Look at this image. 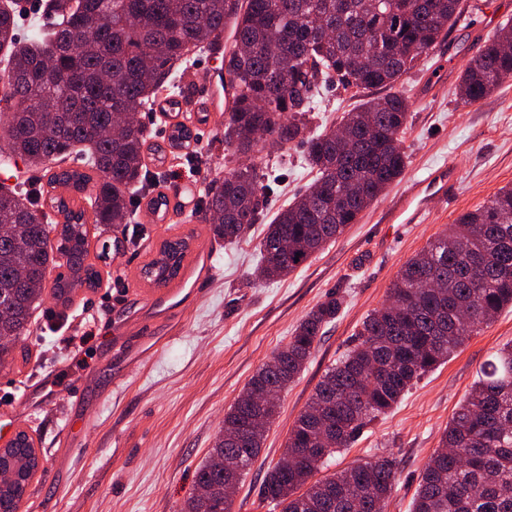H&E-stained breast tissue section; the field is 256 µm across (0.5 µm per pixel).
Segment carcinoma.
I'll return each instance as SVG.
<instances>
[{
  "mask_svg": "<svg viewBox=\"0 0 512 512\" xmlns=\"http://www.w3.org/2000/svg\"><path fill=\"white\" fill-rule=\"evenodd\" d=\"M59 21L24 44L14 13L0 6V50L8 69L0 103L9 111L3 138L11 153L44 172L61 225L44 219L38 197L0 186V365L26 335L46 293L66 306L74 289L99 282L88 262L87 224L108 231L127 223L136 191L147 181L148 134L136 115L164 76L195 48L229 32L243 46L224 55L232 106L221 140L237 166L211 180L206 209L217 239L237 241L257 223L266 191L262 144L306 147L318 178L277 214L260 241L261 280L281 279L358 221L404 172L400 139L409 100L402 77L465 18V0H48ZM512 77V27L488 38L464 69L459 100L470 106ZM337 83L355 93L385 90L344 113L340 131H310L314 91ZM191 139L172 125L169 146ZM59 231L58 240L51 238ZM188 237L162 243L143 269L153 283L174 280ZM68 274L50 278L53 269ZM343 300L317 304L288 343L256 370L224 413L209 460L181 512H230L224 482L258 456L261 419L273 423L281 394L305 369L322 327ZM512 306V186L503 187L400 268L388 303L362 322L358 343L327 368L295 420L261 495L281 512H384L397 483L394 459L381 456L323 479L329 458L350 447L427 372L446 362L476 330ZM39 466L21 431L0 450V512H20ZM411 512H512V343L480 368L424 469Z\"/></svg>",
  "mask_w": 512,
  "mask_h": 512,
  "instance_id": "1",
  "label": "carcinoma"
}]
</instances>
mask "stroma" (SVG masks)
Masks as SVG:
<instances>
[{
    "label": "stroma",
    "instance_id": "obj_1",
    "mask_svg": "<svg viewBox=\"0 0 512 512\" xmlns=\"http://www.w3.org/2000/svg\"><path fill=\"white\" fill-rule=\"evenodd\" d=\"M466 3L465 20L399 84L411 103L401 134L409 158L403 175L343 235L277 280L255 279L257 245L277 211L304 194L316 172L304 147L266 146L270 192L257 224L240 242H215L203 189L237 165L217 141L229 105L224 48L192 56L179 85L193 140L165 163L149 162L153 180L133 205L130 223L111 234L90 228L98 286L76 289L66 306L45 299L12 361L0 368V448L22 430L39 456L20 512H180L225 411L301 319L337 293L345 298L343 308L283 393L231 507L280 512L261 496L262 480L325 370L351 346L367 314L385 302L405 261L461 215L512 186V80L473 106L461 105L456 95L468 61L512 21V0ZM356 103L342 86L322 88L314 98L312 132L336 127ZM447 166L456 169L457 185L443 195L431 176ZM160 193L171 206L151 212L148 200ZM112 235L121 246L101 259ZM185 235L191 249L178 279L164 288L144 279L142 269L161 244ZM145 327L152 332L147 342L140 339ZM509 342L512 308L367 425L351 447L325 463L323 474L392 455L399 476L386 512H410L420 473L459 403L480 367ZM76 380L84 385L77 404L67 394Z\"/></svg>",
    "mask_w": 512,
    "mask_h": 512
}]
</instances>
